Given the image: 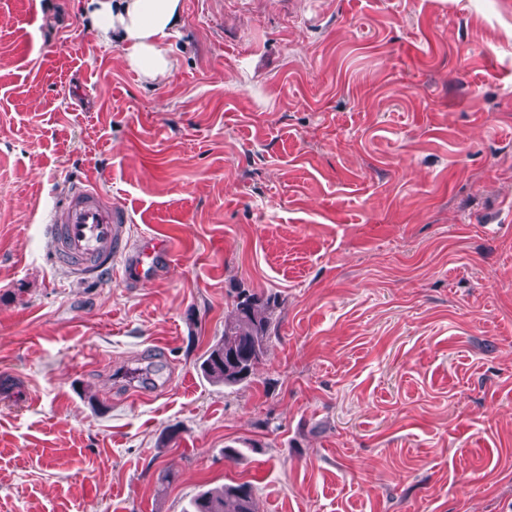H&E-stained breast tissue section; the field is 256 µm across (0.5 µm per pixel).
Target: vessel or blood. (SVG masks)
<instances>
[{
    "label": "vessel or blood",
    "mask_w": 512,
    "mask_h": 512,
    "mask_svg": "<svg viewBox=\"0 0 512 512\" xmlns=\"http://www.w3.org/2000/svg\"><path fill=\"white\" fill-rule=\"evenodd\" d=\"M130 216L99 187L79 184L51 215V237L58 262L79 276L100 274L122 263L127 277L138 278L144 265L170 259L160 241L133 243Z\"/></svg>",
    "instance_id": "1"
}]
</instances>
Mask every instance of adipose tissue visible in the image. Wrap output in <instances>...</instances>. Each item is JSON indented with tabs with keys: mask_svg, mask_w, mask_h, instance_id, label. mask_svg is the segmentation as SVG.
<instances>
[{
	"mask_svg": "<svg viewBox=\"0 0 512 512\" xmlns=\"http://www.w3.org/2000/svg\"><path fill=\"white\" fill-rule=\"evenodd\" d=\"M181 0H84L83 16L99 43L119 42L123 60L153 85L173 75L171 39L181 20Z\"/></svg>",
	"mask_w": 512,
	"mask_h": 512,
	"instance_id": "1",
	"label": "adipose tissue"
}]
</instances>
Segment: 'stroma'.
Returning <instances> with one entry per match:
<instances>
[{
	"mask_svg": "<svg viewBox=\"0 0 512 512\" xmlns=\"http://www.w3.org/2000/svg\"><path fill=\"white\" fill-rule=\"evenodd\" d=\"M182 3L147 88L78 0H0V512H512V0ZM90 172L147 279L57 264ZM260 302L261 297L256 293L245 289L238 293V323L224 328V338L206 352L202 361L201 368L208 377L224 384H234L250 379L254 374L263 356V345L270 326V318L258 310ZM224 354L225 360L230 362H234L230 354H235L243 366L238 371L227 372L224 370ZM244 370L246 372L241 374ZM192 512H254L250 483L224 487L221 492L202 491L192 502Z\"/></svg>",
	"mask_w": 512,
	"mask_h": 512,
	"instance_id": "obj_1",
	"label": "stroma"
}]
</instances>
